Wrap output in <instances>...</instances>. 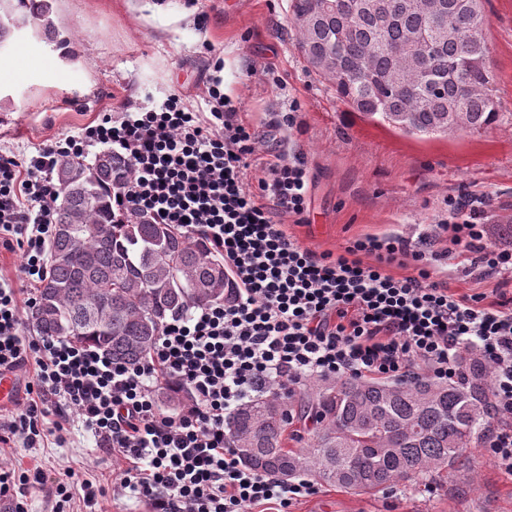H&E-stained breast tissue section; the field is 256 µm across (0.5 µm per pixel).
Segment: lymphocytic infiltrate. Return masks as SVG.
I'll use <instances>...</instances> for the list:
<instances>
[{"label":"lymphocytic infiltrate","mask_w":512,"mask_h":512,"mask_svg":"<svg viewBox=\"0 0 512 512\" xmlns=\"http://www.w3.org/2000/svg\"><path fill=\"white\" fill-rule=\"evenodd\" d=\"M207 112L182 95L129 111L103 114L77 135L42 143L27 159L0 153V244L17 246L19 291L0 282V368L32 367L23 410L0 413V447L34 448L63 440L71 417L112 454V492L132 491L152 512H252L316 495L317 483L286 482L246 467L233 448L228 420L257 395L283 398L312 379L428 378L459 383L465 354L490 371V399L499 419L485 446L512 475V244L489 241L472 199L448 204L441 224L469 262V275L492 282L485 294L461 295L438 277L399 234L365 235L337 251L319 252L289 234L283 215L306 210L307 171L301 157L250 181L255 136L240 106L219 82ZM103 145L129 163L130 177L113 191L117 221L167 224L219 254L233 283L230 296L169 318L155 347L135 365L109 360L69 341L24 333L47 275L46 246L54 226L61 157ZM412 267L409 275L396 269ZM189 392L191 402L169 415L162 388ZM39 469L0 461V498L27 512Z\"/></svg>","instance_id":"f902f5d3"}]
</instances>
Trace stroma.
<instances>
[{
	"label": "stroma",
	"mask_w": 512,
	"mask_h": 512,
	"mask_svg": "<svg viewBox=\"0 0 512 512\" xmlns=\"http://www.w3.org/2000/svg\"><path fill=\"white\" fill-rule=\"evenodd\" d=\"M290 0H56L62 38L17 36L0 52V150L32 156L48 139H63L125 107L157 106L171 94L193 108H210L206 81L219 79L225 95L256 135L259 163L301 155L308 206L288 230L303 245L336 250L367 234L433 235L452 198L484 200L491 242L512 243V0H486L493 92L500 117L480 132L408 136L361 120L304 62L291 23ZM72 60H64V53ZM297 108L300 124L276 127ZM435 268L448 272L457 293L497 295L493 284L465 276L464 256L448 239L435 245ZM469 461L432 491L399 487L396 497L321 486L293 512H512V476L483 445L466 449ZM18 467L42 468L46 482L31 489L29 512H50L59 478L72 472L66 512H150L128 495L83 500L84 484L110 487L112 457L80 422L64 442L18 448Z\"/></svg>",
	"instance_id": "stroma-1"
}]
</instances>
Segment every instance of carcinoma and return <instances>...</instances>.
Wrapping results in <instances>:
<instances>
[{
  "mask_svg": "<svg viewBox=\"0 0 512 512\" xmlns=\"http://www.w3.org/2000/svg\"><path fill=\"white\" fill-rule=\"evenodd\" d=\"M55 0H15L14 16L54 38ZM291 0L298 48L336 99L360 118L407 135L479 132L499 118L485 39L488 18L474 0ZM431 39L425 53L406 48L408 35ZM97 167L65 157L55 170V224L49 271L31 323L42 336L89 346L125 363L140 360L163 323L193 307L224 299V262L166 224L112 217V190L129 165L106 151ZM108 314L98 319L93 311ZM467 384L334 380L315 388L319 429L301 448L284 446L288 404L260 396L228 422L245 465L274 478L307 473L360 492L416 485L430 473L462 465L463 451L482 438L492 409L488 369L472 368ZM397 447L391 454L388 449Z\"/></svg>",
  "mask_w": 512,
  "mask_h": 512,
  "instance_id": "obj_1",
  "label": "carcinoma"
}]
</instances>
